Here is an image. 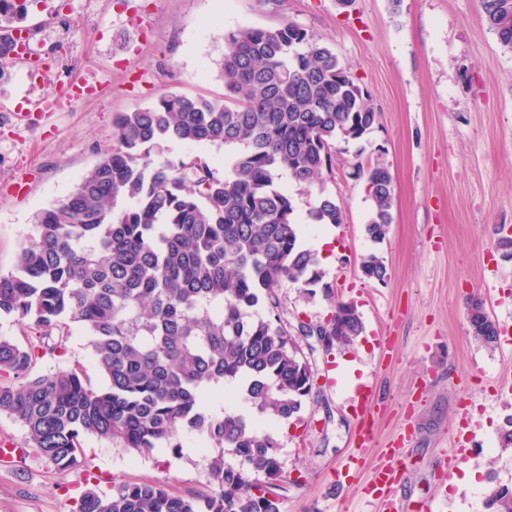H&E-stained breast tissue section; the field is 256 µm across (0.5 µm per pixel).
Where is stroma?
Wrapping results in <instances>:
<instances>
[{
    "mask_svg": "<svg viewBox=\"0 0 512 512\" xmlns=\"http://www.w3.org/2000/svg\"><path fill=\"white\" fill-rule=\"evenodd\" d=\"M68 17L57 42L65 52L30 85L14 61L0 60L13 81L0 85V104L28 110L48 99L61 67L95 84L72 108L29 123L0 114V272L15 269L34 234V216L69 194L112 145L113 119L177 91L220 98L225 31L275 29L291 21L319 37L367 91L379 122L365 138L338 143L333 170L311 186L288 188L301 244L316 251L336 299L354 303L364 333L354 343L324 349L300 345L315 385L300 418L271 422L280 448L273 488L280 512H375L365 476L342 464L361 425V400L372 387L375 462L381 448L400 447L396 485L402 512H424L438 500L444 512H488V483L512 486V453L497 433L512 414V387L500 377L512 360V261L496 241L512 230V51L500 47L482 18L481 0H110L89 15L82 0H38L27 25ZM382 157L396 201L387 239L365 233L371 203L355 162ZM335 198L340 225L314 224L319 196ZM377 253L390 277L379 283L360 271ZM281 318L293 327L330 316L323 294L284 283ZM481 299L500 327L489 350L471 338L467 301ZM81 363L102 384L90 338L71 325L64 354L40 359L51 373ZM174 455L133 457L112 443L83 440L85 466L54 468L35 453L0 459V512H72L87 489L111 492L121 483H153L183 494L209 491L210 452L186 436ZM466 457H459L456 445Z\"/></svg>",
    "mask_w": 512,
    "mask_h": 512,
    "instance_id": "1",
    "label": "stroma"
}]
</instances>
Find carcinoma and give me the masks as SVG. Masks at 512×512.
<instances>
[{
    "label": "carcinoma",
    "mask_w": 512,
    "mask_h": 512,
    "mask_svg": "<svg viewBox=\"0 0 512 512\" xmlns=\"http://www.w3.org/2000/svg\"><path fill=\"white\" fill-rule=\"evenodd\" d=\"M484 22L512 51V0H481ZM224 98L169 92L114 120L112 148L62 200L35 216L36 234L18 265L0 273V317L26 330L25 344L0 335V412L26 431V449L59 470L81 466L80 439L93 435L128 453L178 454L194 435L214 450L210 492L182 496L152 483L84 493L76 512H280L248 473H279V443L261 421L299 416L314 371L297 337L325 349L362 335L356 306L338 301L324 321L283 324L278 288L311 291L323 281L318 254L299 242L279 172L311 185L333 169L336 143L360 140L379 121L368 94L336 53L294 22L224 33ZM236 150L224 175L200 157L175 164L164 144ZM371 201L367 236L387 238L395 188L388 165L358 164ZM342 224L331 197L309 212ZM362 275L384 283L383 258L366 255ZM469 334L493 349L499 326L480 300L466 306ZM71 323L90 336L95 386L80 365L31 376L38 359L65 351ZM245 382L254 416L209 410L220 383ZM240 458L224 467V448ZM492 512H512V487L492 485Z\"/></svg>",
    "instance_id": "cac0c4a2"
}]
</instances>
